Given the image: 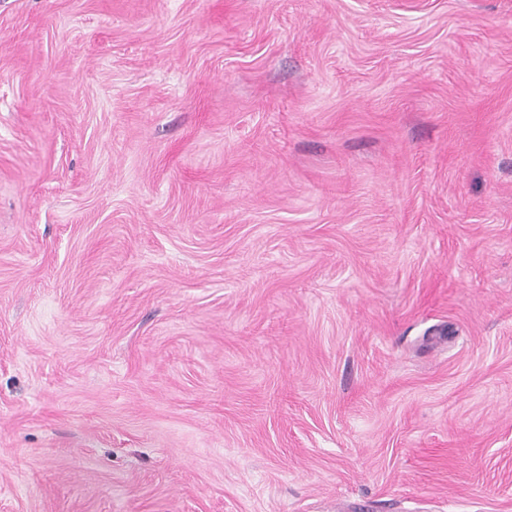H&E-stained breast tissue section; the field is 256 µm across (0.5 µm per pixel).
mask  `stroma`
<instances>
[{"mask_svg": "<svg viewBox=\"0 0 512 512\" xmlns=\"http://www.w3.org/2000/svg\"><path fill=\"white\" fill-rule=\"evenodd\" d=\"M0 512H512V0H0Z\"/></svg>", "mask_w": 512, "mask_h": 512, "instance_id": "1", "label": "stroma"}]
</instances>
